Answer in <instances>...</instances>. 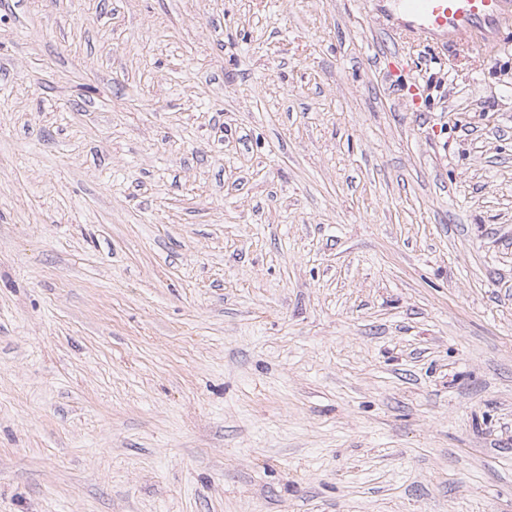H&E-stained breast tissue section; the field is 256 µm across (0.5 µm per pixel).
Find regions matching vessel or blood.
Wrapping results in <instances>:
<instances>
[{"label":"vessel or blood","instance_id":"vessel-or-blood-1","mask_svg":"<svg viewBox=\"0 0 512 512\" xmlns=\"http://www.w3.org/2000/svg\"><path fill=\"white\" fill-rule=\"evenodd\" d=\"M391 29L419 43L494 44L512 26V0H397Z\"/></svg>","mask_w":512,"mask_h":512}]
</instances>
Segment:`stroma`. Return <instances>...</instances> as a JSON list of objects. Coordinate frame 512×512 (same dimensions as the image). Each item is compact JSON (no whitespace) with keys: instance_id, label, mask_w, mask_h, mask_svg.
Masks as SVG:
<instances>
[{"instance_id":"obj_1","label":"stroma","mask_w":512,"mask_h":512,"mask_svg":"<svg viewBox=\"0 0 512 512\" xmlns=\"http://www.w3.org/2000/svg\"><path fill=\"white\" fill-rule=\"evenodd\" d=\"M375 3L0 0V512H512V30ZM391 30L419 43L491 46L512 25L511 0H397Z\"/></svg>"}]
</instances>
